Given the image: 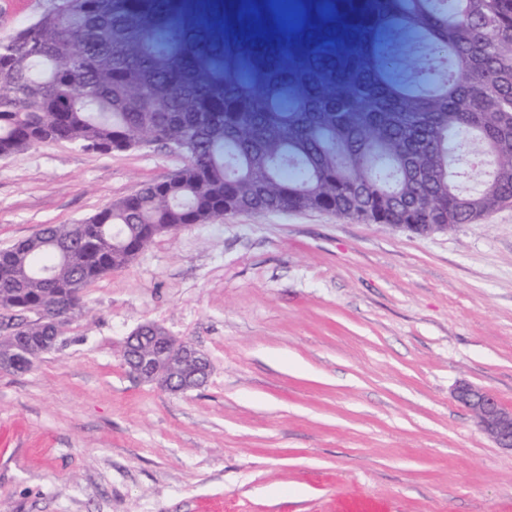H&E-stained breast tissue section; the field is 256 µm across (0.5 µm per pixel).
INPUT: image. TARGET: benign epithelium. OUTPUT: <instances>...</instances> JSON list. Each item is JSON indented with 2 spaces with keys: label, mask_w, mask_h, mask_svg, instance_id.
Masks as SVG:
<instances>
[{
  "label": "benign epithelium",
  "mask_w": 512,
  "mask_h": 512,
  "mask_svg": "<svg viewBox=\"0 0 512 512\" xmlns=\"http://www.w3.org/2000/svg\"><path fill=\"white\" fill-rule=\"evenodd\" d=\"M154 324L138 327L127 338L124 362L140 379L180 392L196 388L209 374V364L191 345L173 336H153ZM454 400L470 412L477 429L499 448L512 450V408L492 392L469 382L453 390Z\"/></svg>",
  "instance_id": "obj_1"
}]
</instances>
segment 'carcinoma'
Returning <instances> with one entry per match:
<instances>
[{"mask_svg": "<svg viewBox=\"0 0 512 512\" xmlns=\"http://www.w3.org/2000/svg\"><path fill=\"white\" fill-rule=\"evenodd\" d=\"M51 0L0 40V155L48 141L162 143L169 176L0 250V358L49 351L85 288L153 239L238 212L330 211L399 228L512 204V0ZM477 171L472 189L460 180Z\"/></svg>", "mask_w": 512, "mask_h": 512, "instance_id": "1", "label": "carcinoma"}]
</instances>
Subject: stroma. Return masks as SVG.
<instances>
[{
	"label": "stroma",
	"mask_w": 512,
	"mask_h": 512,
	"mask_svg": "<svg viewBox=\"0 0 512 512\" xmlns=\"http://www.w3.org/2000/svg\"><path fill=\"white\" fill-rule=\"evenodd\" d=\"M155 145L0 159V249L163 179ZM55 347L0 370V512H501L512 451L452 398L512 406V205L423 237L325 211L157 236L84 290ZM154 323L211 365L174 394L123 364ZM387 503L361 493H351L336 503V512H390Z\"/></svg>",
	"instance_id": "stroma-1"
}]
</instances>
